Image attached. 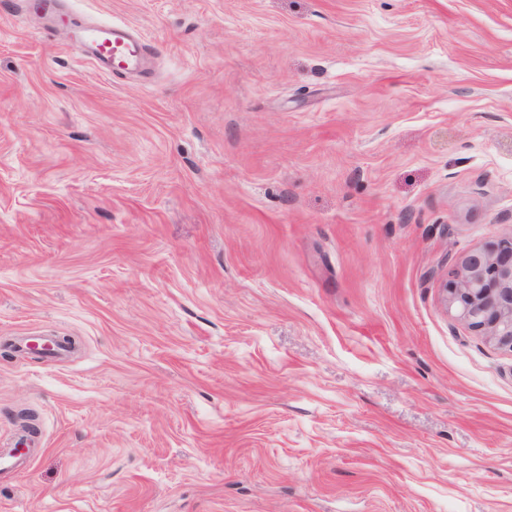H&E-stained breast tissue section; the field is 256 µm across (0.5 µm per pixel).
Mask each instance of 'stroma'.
I'll return each mask as SVG.
<instances>
[{
	"mask_svg": "<svg viewBox=\"0 0 512 512\" xmlns=\"http://www.w3.org/2000/svg\"><path fill=\"white\" fill-rule=\"evenodd\" d=\"M64 3L0 0V512H512V352L444 304L512 236V0ZM72 47L103 64L108 74L115 77L132 69L147 46L135 29L108 24L81 27Z\"/></svg>",
	"mask_w": 512,
	"mask_h": 512,
	"instance_id": "obj_1",
	"label": "stroma"
}]
</instances>
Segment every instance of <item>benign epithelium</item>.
<instances>
[{
	"label": "benign epithelium",
	"mask_w": 512,
	"mask_h": 512,
	"mask_svg": "<svg viewBox=\"0 0 512 512\" xmlns=\"http://www.w3.org/2000/svg\"><path fill=\"white\" fill-rule=\"evenodd\" d=\"M448 312L512 352V237L448 260Z\"/></svg>",
	"instance_id": "obj_1"
}]
</instances>
